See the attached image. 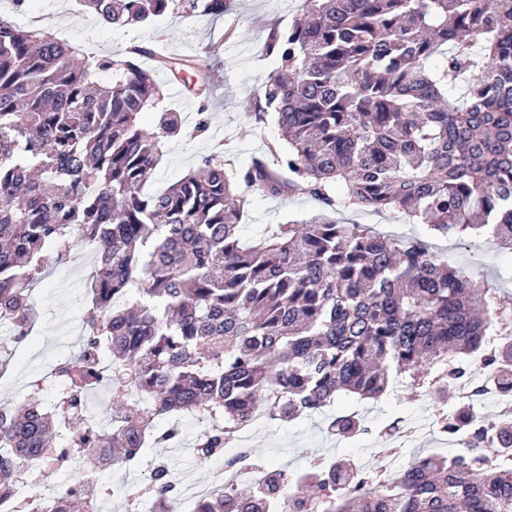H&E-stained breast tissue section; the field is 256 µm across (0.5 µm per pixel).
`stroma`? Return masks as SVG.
Listing matches in <instances>:
<instances>
[{"mask_svg": "<svg viewBox=\"0 0 512 512\" xmlns=\"http://www.w3.org/2000/svg\"><path fill=\"white\" fill-rule=\"evenodd\" d=\"M226 5L224 16L217 18H187L172 8L150 22L119 27L83 14L77 0H28L20 10L12 0H0V18L22 27L50 25L56 37L84 55L118 54L160 39L167 54L181 60L178 73L166 71L161 75L166 91L164 105L181 113L189 128L195 125L199 108H206L211 127L206 138L170 143L147 186L148 191L156 192L192 171L201 156L212 150H221L232 165L242 167L279 141L275 122H256L248 107L259 97L266 74L277 66L275 58L263 50L268 26L293 23L302 12L304 0H227ZM315 209V203L303 195H256L247 220L240 226L241 238L253 242L264 236L270 225L306 219ZM339 219L368 224L387 235L410 237L424 232L415 218L403 214L391 218L364 210L342 213ZM432 244L449 265L495 280L502 292L512 293L511 253L498 250L482 238L464 241L440 237ZM92 263V258L75 255L51 267L35 286L31 301L37 320L32 334L17 345L9 369L0 377V404L12 405L25 398L34 376L48 373L58 359L76 354L89 309L86 283ZM329 412L357 414L365 433L334 439L324 430L323 414H302L285 423L276 421L257 428L248 444L252 458L267 467L302 470L316 457L341 456L367 467L375 461L376 448L383 445L380 431L395 420L414 429L410 442L399 450L401 464L426 451L452 456L460 450L456 441L440 433L435 400L400 384L376 401L352 395L338 397ZM178 421L180 443L160 450L145 449V456L167 459L181 485L211 481L223 472V459L198 461L192 444L202 424L189 415L179 416ZM140 474L136 466L101 470L80 463L58 471L47 481L30 478L26 490L47 495L82 476L91 478L96 487H118L135 481Z\"/></svg>", "mask_w": 512, "mask_h": 512, "instance_id": "35a3bbf8", "label": "stroma"}]
</instances>
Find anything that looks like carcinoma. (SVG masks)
Instances as JSON below:
<instances>
[{
    "mask_svg": "<svg viewBox=\"0 0 512 512\" xmlns=\"http://www.w3.org/2000/svg\"><path fill=\"white\" fill-rule=\"evenodd\" d=\"M114 26L175 6L221 17L225 0H78ZM307 16L272 27L257 121L273 115L285 145L246 167L210 154L165 190L146 194L178 112L149 45L70 64L74 50L40 28L0 20V314L10 343L35 323L31 292L83 243L94 248L90 316L78 352L0 406V498L47 479L68 458L100 467L143 463L147 441L171 444L166 415L210 422L193 443L224 455L254 406L270 419L330 406L341 393L378 399L400 380L435 399L466 384L512 394V295L448 266L420 238L343 224L340 210L411 213L433 236H485L512 252V0H305ZM157 110L153 126L141 114ZM257 193L304 194L317 210L272 224L245 245L239 228ZM487 369L473 377L469 359ZM100 388L112 411L81 421ZM71 424L62 439L64 423ZM462 434L452 457L423 454L391 483L374 468L318 457L245 479L250 455L227 462L234 480L200 496L196 512H512V411L462 406L438 413ZM325 432L365 431L354 415ZM496 448L489 457L474 445ZM183 488L152 459L125 486L179 512ZM111 491L78 479L48 497L54 512H101Z\"/></svg>",
    "mask_w": 512,
    "mask_h": 512,
    "instance_id": "obj_1",
    "label": "carcinoma"
}]
</instances>
